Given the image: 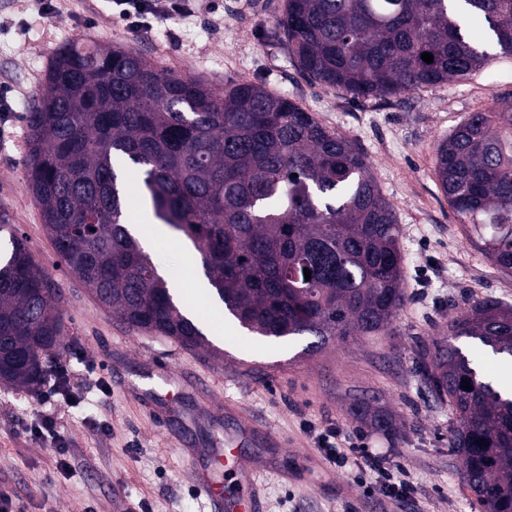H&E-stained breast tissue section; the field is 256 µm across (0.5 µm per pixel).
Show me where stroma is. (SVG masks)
Listing matches in <instances>:
<instances>
[{"label": "stroma", "mask_w": 512, "mask_h": 512, "mask_svg": "<svg viewBox=\"0 0 512 512\" xmlns=\"http://www.w3.org/2000/svg\"><path fill=\"white\" fill-rule=\"evenodd\" d=\"M284 0H192L187 17H148L128 28L106 0H0V222L15 225L36 263L60 289L64 348L46 372L67 366L76 402H41L42 387L0 386V492L21 512H203L184 449L223 447L234 404L263 429L234 450L262 461L265 512H483L448 446L454 418L419 366L448 337V321L474 301L512 305V273L480 254L434 173V146L467 113L512 98V56L493 53L475 76L404 93L355 99L304 77L274 36ZM124 47L146 61L217 87L251 81L283 94L324 126L352 139L371 164L402 230L406 300L390 331L328 343L305 354L256 339L237 323L210 350L127 328L60 261L26 189L25 114L53 52L76 40ZM400 423L371 429L355 400ZM54 414L69 446L59 473L50 441L21 429L37 410ZM338 426L388 448L414 488L403 506L363 497L348 473L323 465L317 435Z\"/></svg>", "instance_id": "obj_1"}]
</instances>
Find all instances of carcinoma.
Listing matches in <instances>:
<instances>
[{
  "instance_id": "carcinoma-1",
  "label": "carcinoma",
  "mask_w": 512,
  "mask_h": 512,
  "mask_svg": "<svg viewBox=\"0 0 512 512\" xmlns=\"http://www.w3.org/2000/svg\"><path fill=\"white\" fill-rule=\"evenodd\" d=\"M275 36L312 82L397 97L475 74L493 47L512 56V0H286ZM25 120L27 189L61 262L133 329L206 341L128 229L127 166L224 310L266 341L312 336L316 351L375 336L404 304L400 225L369 162L285 95L247 81L220 90L79 42L53 53ZM434 170L481 252L512 271V100L468 113L437 142ZM0 237V384L30 388L65 323L26 239L11 224ZM478 350L512 359V305L485 298L452 318L424 373L448 400V447L483 512H512V388L483 373ZM353 414L396 433L365 401Z\"/></svg>"
}]
</instances>
